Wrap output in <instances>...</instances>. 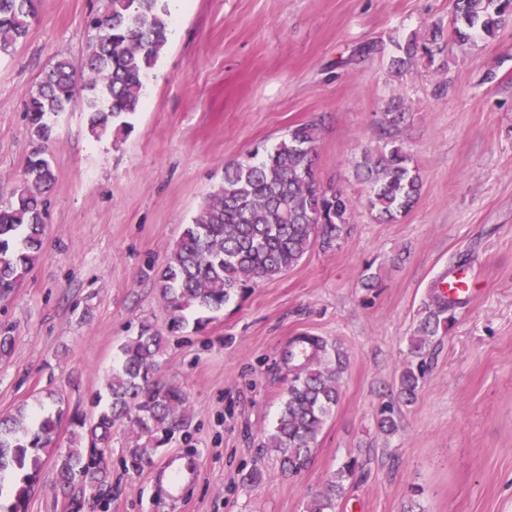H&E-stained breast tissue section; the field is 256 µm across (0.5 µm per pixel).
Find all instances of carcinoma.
<instances>
[{
    "label": "carcinoma",
    "mask_w": 512,
    "mask_h": 512,
    "mask_svg": "<svg viewBox=\"0 0 512 512\" xmlns=\"http://www.w3.org/2000/svg\"><path fill=\"white\" fill-rule=\"evenodd\" d=\"M89 19L95 32L80 67L57 56L28 95L27 118L35 148L29 156L13 201L0 208V297L10 295L39 259L45 237L46 193L55 182L46 157L52 120L84 96L88 130L95 136L131 127L127 118L140 103L145 81L168 42L170 14L164 0H102ZM40 0H0V55L27 37ZM512 16V0H454L451 36L467 43L491 38ZM443 38L435 28L426 38L413 34L398 46L392 60L399 70L418 55L432 57ZM316 128L301 124L270 149L254 151L224 165L222 185L184 226L153 282L174 312L169 332L183 329V312L196 313L194 328L203 331L210 314L261 281L292 269L314 247L326 251L339 244L350 224L353 200L342 190L315 178ZM355 175L369 188L368 204L383 224L397 221L419 200L422 180L411 157L394 142L365 149ZM460 297L441 295L425 308L412 336L416 355L445 334ZM167 338L148 324L118 347L112 381L105 395L90 398L88 415L69 413L63 400L54 410L23 411L0 419V494L7 476L20 475L10 512H25L38 483V451L57 448L55 483L72 493L100 487L112 455V428L124 424L134 438L122 466L138 473L184 427L187 397L181 387L158 377ZM426 373L422 359L410 363L400 378V393L410 403ZM339 401L337 370L312 364L288 385L266 447L277 453L281 472L294 475L311 460L327 417ZM69 444L57 447L62 426ZM361 467L350 457L332 472L307 512H336L346 482Z\"/></svg>",
    "instance_id": "carcinoma-1"
}]
</instances>
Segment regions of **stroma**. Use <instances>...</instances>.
<instances>
[{"label":"stroma","instance_id":"stroma-1","mask_svg":"<svg viewBox=\"0 0 512 512\" xmlns=\"http://www.w3.org/2000/svg\"><path fill=\"white\" fill-rule=\"evenodd\" d=\"M453 2L184 0L127 135L93 138L80 100L56 119L45 250L0 300V324L16 336L0 359V417L56 397L86 409L126 337L144 323L167 331L153 270L222 184L225 163L315 124L316 175L355 208L339 247L313 249L249 289L203 332L172 336L161 376L189 409L157 458L201 464L177 505L151 471L123 470L132 438L119 426L99 500L63 495L47 449L27 512H305L349 456L362 467L336 512H512V21L493 39H444L432 57L391 66L410 34L449 29ZM100 6L41 0L26 39L0 58V207L33 149L28 93L58 54L81 62L86 18ZM395 105L405 121L384 131ZM390 139L412 156L422 190L382 224L353 164ZM460 270L478 291L426 348L425 378L402 402L417 321L437 283ZM298 336L323 340L344 369L310 464L288 477L264 442L297 373L285 356ZM387 406L391 433L377 426ZM255 468L261 479L246 482Z\"/></svg>","mask_w":512,"mask_h":512}]
</instances>
